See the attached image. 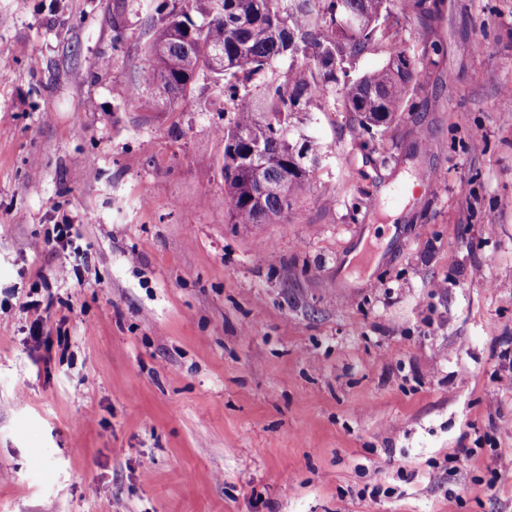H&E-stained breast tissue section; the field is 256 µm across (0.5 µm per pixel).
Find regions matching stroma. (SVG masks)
I'll list each match as a JSON object with an SVG mask.
<instances>
[{
  "label": "stroma",
  "mask_w": 512,
  "mask_h": 512,
  "mask_svg": "<svg viewBox=\"0 0 512 512\" xmlns=\"http://www.w3.org/2000/svg\"><path fill=\"white\" fill-rule=\"evenodd\" d=\"M159 2L0 0V512H512V0H393L415 110L276 224L209 79L139 107ZM405 8L423 24L430 25L438 14L437 0H406Z\"/></svg>",
  "instance_id": "obj_1"
}]
</instances>
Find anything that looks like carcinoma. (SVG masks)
Returning a JSON list of instances; mask_svg holds the SVG:
<instances>
[{"label":"carcinoma","mask_w":512,"mask_h":512,"mask_svg":"<svg viewBox=\"0 0 512 512\" xmlns=\"http://www.w3.org/2000/svg\"><path fill=\"white\" fill-rule=\"evenodd\" d=\"M388 0H178L144 48L138 103L168 107L190 97L206 73L234 105L224 123V195L233 224L282 219L310 183L320 151L301 133L302 116L322 107L343 77L340 105L366 132L396 124L409 101L416 64L386 62L357 79L349 68L374 45L398 54L395 25L372 21ZM428 25L437 0H406ZM361 18L353 26L348 17Z\"/></svg>","instance_id":"carcinoma-1"}]
</instances>
